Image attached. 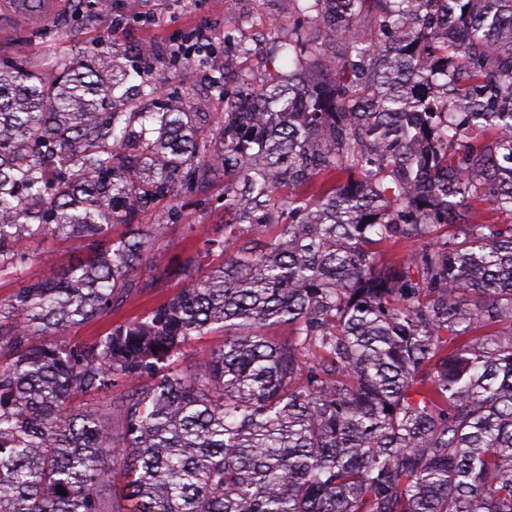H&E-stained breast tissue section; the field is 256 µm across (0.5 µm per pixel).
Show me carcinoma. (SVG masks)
Here are the masks:
<instances>
[{
	"label": "carcinoma",
	"instance_id": "obj_1",
	"mask_svg": "<svg viewBox=\"0 0 512 512\" xmlns=\"http://www.w3.org/2000/svg\"><path fill=\"white\" fill-rule=\"evenodd\" d=\"M288 10L270 62L292 69L224 68L218 121L155 85L139 110L127 70L48 30L0 63V277L32 239L84 242L0 302V512H512V0ZM218 170L192 283L72 342Z\"/></svg>",
	"mask_w": 512,
	"mask_h": 512
}]
</instances>
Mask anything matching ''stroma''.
<instances>
[{
	"label": "stroma",
	"mask_w": 512,
	"mask_h": 512,
	"mask_svg": "<svg viewBox=\"0 0 512 512\" xmlns=\"http://www.w3.org/2000/svg\"><path fill=\"white\" fill-rule=\"evenodd\" d=\"M54 2L50 11L21 18L15 13V0H0L1 60L39 54L41 41L36 33L42 29L58 36L76 59H83L90 48L99 49L97 61L103 67L109 66L108 50L116 43L134 51L129 64L139 70L140 81L174 91L180 105L190 111L195 110L199 98H207L209 112L217 116L224 113V93L216 80L225 69L251 70L258 81L267 75L263 65L267 45L255 40L252 15L267 14L282 32L293 23L284 0H105L94 13L83 16L78 15L74 0ZM230 33L235 39L251 42V59L238 57L232 41L226 39ZM190 34L196 36L198 50L174 60L176 44ZM178 207L180 223L167 226L139 272L149 283L147 290L131 296L115 318L92 321L74 330V340L99 336L113 319L135 316L182 287L176 273L182 260L201 247L203 237L224 233L223 174L215 175L205 195L179 198ZM193 224L203 225V234L190 232ZM80 253L76 241L49 237L31 243L21 278H0V300L9 299L21 279H37L49 269L66 268Z\"/></svg>",
	"instance_id": "stroma-1"
}]
</instances>
